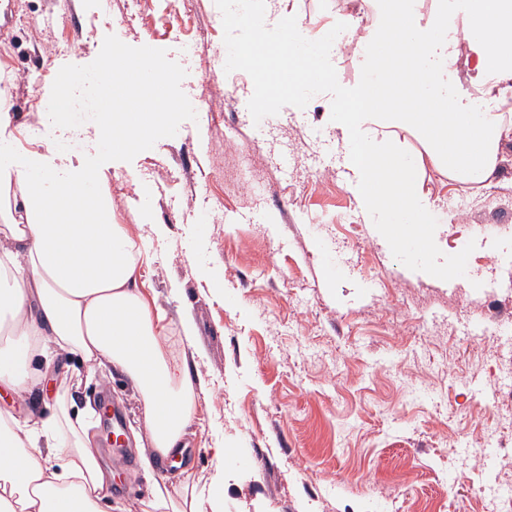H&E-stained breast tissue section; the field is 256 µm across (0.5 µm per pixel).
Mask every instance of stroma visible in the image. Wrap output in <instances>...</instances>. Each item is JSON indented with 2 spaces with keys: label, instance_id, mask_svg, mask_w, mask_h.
Returning a JSON list of instances; mask_svg holds the SVG:
<instances>
[{
  "label": "stroma",
  "instance_id": "35a3bbf8",
  "mask_svg": "<svg viewBox=\"0 0 512 512\" xmlns=\"http://www.w3.org/2000/svg\"><path fill=\"white\" fill-rule=\"evenodd\" d=\"M301 39L326 42L331 78L270 99L258 70L238 67L224 0H0V115L16 153L83 163L97 150L91 121L53 128L52 78L86 65L113 35L150 41L187 72L196 120L132 161H110L112 207L148 251L145 288L172 333L169 360L201 385L178 462L156 478L219 495L220 512H493L484 484L512 488V137L494 178L460 184L416 134L395 147L418 156L439 232L432 258L407 216L378 223L351 189L333 102L337 84L366 76L348 45L375 23L368 0H288ZM398 238L391 247L390 238ZM465 272L443 278L430 259ZM122 410L127 451L140 457L139 395L123 375L87 373L60 356L34 392L0 391L15 418L46 419L60 401ZM90 436L128 512L151 484Z\"/></svg>",
  "mask_w": 512,
  "mask_h": 512
}]
</instances>
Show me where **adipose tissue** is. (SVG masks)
Here are the masks:
<instances>
[{"mask_svg": "<svg viewBox=\"0 0 512 512\" xmlns=\"http://www.w3.org/2000/svg\"><path fill=\"white\" fill-rule=\"evenodd\" d=\"M422 15L417 0H377L371 31L358 46L371 49L372 80L336 88V117L347 141L344 165L358 201L380 220L404 211L419 224L421 251L433 232L421 166L387 144V132H416L450 178L485 182L512 135V0H471L461 19L472 53L475 85L449 89L457 38L448 34V0ZM237 29L256 33L235 41L236 56L254 59L266 26L296 25L279 9L255 20L246 0H226ZM495 104L474 112V96ZM145 257L124 225L115 223L108 178L78 166L57 177L33 150L0 166V387L32 392L43 359L76 356L88 368L110 364L141 396V423L152 457L182 452L196 417L195 381L187 365L162 353L167 327L156 301L139 283ZM0 512H125L112 497V473L92 448L80 415L59 407L48 420L22 422L0 407Z\"/></svg>", "mask_w": 512, "mask_h": 512, "instance_id": "ef3b65f1", "label": "adipose tissue"}]
</instances>
